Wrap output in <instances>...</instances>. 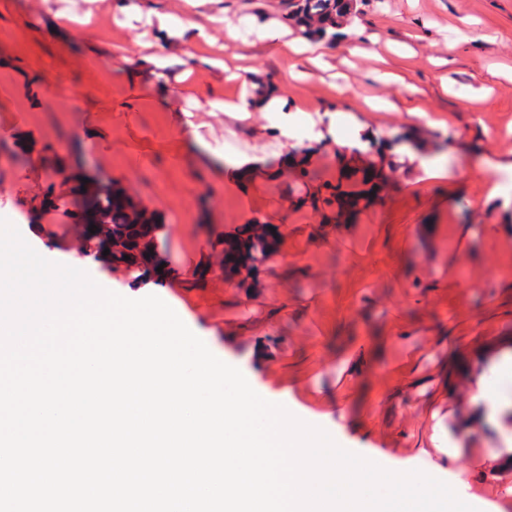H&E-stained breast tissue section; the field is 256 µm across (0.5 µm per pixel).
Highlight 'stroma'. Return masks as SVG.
Listing matches in <instances>:
<instances>
[{"instance_id":"obj_1","label":"stroma","mask_w":512,"mask_h":512,"mask_svg":"<svg viewBox=\"0 0 512 512\" xmlns=\"http://www.w3.org/2000/svg\"><path fill=\"white\" fill-rule=\"evenodd\" d=\"M283 0H0V217L45 258L76 259L69 218L29 224L35 201L61 190L55 166L81 160L119 182L163 224V282L131 286L102 265L86 272L129 298L154 294L222 361L260 392L284 396L305 420L338 417L344 447L379 465L415 469L434 424L444 447L434 476L477 512H512V385L475 399L512 363V0H361L350 42H325L320 61L282 53ZM204 25L168 38L146 14ZM73 16L66 31L57 15ZM247 26L229 37L228 26ZM193 48L185 56L184 48ZM164 59L161 73L146 63ZM283 95L293 110L336 115L335 140L305 123L288 139L303 168L248 195L217 170L268 125L212 111L242 82ZM393 74L391 84L379 76ZM388 100L393 110H376ZM421 105L426 115L408 114ZM199 130L180 132L182 111ZM365 129V152L349 143ZM411 141L428 168L405 170L393 148ZM385 168L378 199L348 221L293 207L336 182L341 164ZM280 225L276 256L244 281L216 264L223 239L252 219Z\"/></svg>"}]
</instances>
